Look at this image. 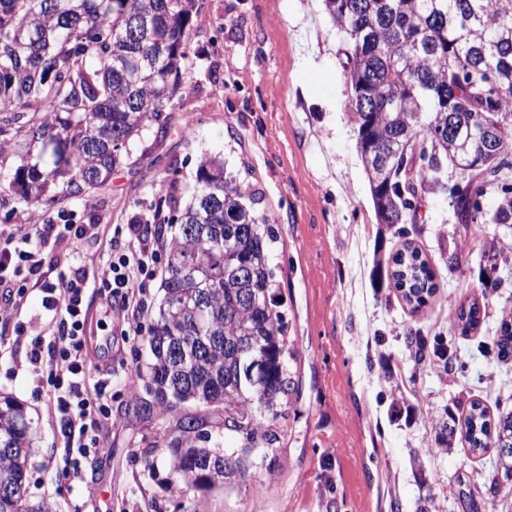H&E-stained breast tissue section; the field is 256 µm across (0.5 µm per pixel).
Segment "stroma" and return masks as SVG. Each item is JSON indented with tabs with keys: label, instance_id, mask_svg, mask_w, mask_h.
I'll list each match as a JSON object with an SVG mask.
<instances>
[{
	"label": "stroma",
	"instance_id": "obj_1",
	"mask_svg": "<svg viewBox=\"0 0 512 512\" xmlns=\"http://www.w3.org/2000/svg\"><path fill=\"white\" fill-rule=\"evenodd\" d=\"M344 36L322 0H207L182 74V98L164 137L138 166L52 208L16 201L0 241L22 245L35 216L73 215L99 238L80 254L41 247L55 273L84 274L97 285L119 236L169 178L193 190L201 154L224 158V171L249 180L275 217L276 292L296 352L298 393L273 424V451H254L247 482L181 495L169 489L172 418H143L133 408L143 390L112 387L104 446L80 480L62 478L67 449L47 388L26 352L56 328L39 291L0 315V396L23 403L32 420L28 495L57 512H512V479L494 478V451L472 453L463 437L435 444L434 423L464 419L471 402L498 414L512 400V360L491 343L512 316V228L489 224L484 237L458 224L448 198L425 192L417 218L378 223L356 150L348 106ZM498 238L503 252H487ZM414 241L435 272L424 306L406 304L376 265ZM478 303L479 325L454 327L455 312ZM92 361L115 374L139 371L150 358L146 337H124L89 294ZM449 338L451 368L416 360L411 334ZM154 446L156 471L144 466Z\"/></svg>",
	"mask_w": 512,
	"mask_h": 512
}]
</instances>
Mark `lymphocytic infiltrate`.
<instances>
[{
    "label": "lymphocytic infiltrate",
    "instance_id": "f902f5d3",
    "mask_svg": "<svg viewBox=\"0 0 512 512\" xmlns=\"http://www.w3.org/2000/svg\"><path fill=\"white\" fill-rule=\"evenodd\" d=\"M128 244L112 251V259L101 274L100 296L112 307V320L125 335H141L142 319L151 306L149 287L162 266L168 246L159 237L141 234L128 225ZM35 233L42 242H64L70 252H79L97 236L94 224H53L42 220ZM42 294L44 308L51 312L57 334L50 342L34 340L28 361L35 375L45 378L54 410L60 414L63 436L73 460L65 478L75 480L81 465L101 447L99 428L111 417L108 388L112 371L105 368L97 382H89L93 368L87 340L86 285L81 275L51 280L33 252L0 245V304L13 307L28 287Z\"/></svg>",
    "mask_w": 512,
    "mask_h": 512
}]
</instances>
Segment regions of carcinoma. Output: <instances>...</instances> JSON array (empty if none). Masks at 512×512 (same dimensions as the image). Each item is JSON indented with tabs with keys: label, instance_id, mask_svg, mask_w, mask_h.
Here are the masks:
<instances>
[{
	"label": "carcinoma",
	"instance_id": "cac0c4a2",
	"mask_svg": "<svg viewBox=\"0 0 512 512\" xmlns=\"http://www.w3.org/2000/svg\"><path fill=\"white\" fill-rule=\"evenodd\" d=\"M347 36L349 106L358 136L394 144L386 202L405 207L417 190L448 191L456 220L485 234V224H512V192H496L482 170L472 188L445 187L406 158L426 149L445 159L468 128L440 125L459 90L486 120L512 118V0H322ZM206 0H0V220L9 201L51 206V187L80 196L106 183L133 157L143 133L166 134L190 43ZM375 97L363 112L357 94ZM40 146V164L31 148ZM197 190L183 200L180 183L163 182L152 219L177 224L162 280L163 297L148 333L146 374L133 378L149 398L148 416H176L170 440L171 485L195 491L246 482L249 456L277 441L272 425L291 402L294 380L288 323L277 310L273 253L279 242L273 215L257 209L259 191L224 176V161L202 157ZM497 193L491 215L479 199ZM388 274L407 303L418 308L433 294L435 273L411 241L391 257ZM480 322L477 303L461 307L462 333ZM497 357L512 360V318L493 338ZM266 356L263 374L253 356ZM224 411L241 446L196 442L203 420L192 409ZM30 421L24 406L0 398V512H53L27 496ZM435 442L452 447L461 433L471 451L495 449V472L512 474V410L493 417L471 403L463 422L453 414L434 425Z\"/></svg>",
	"mask_w": 512,
	"mask_h": 512
}]
</instances>
